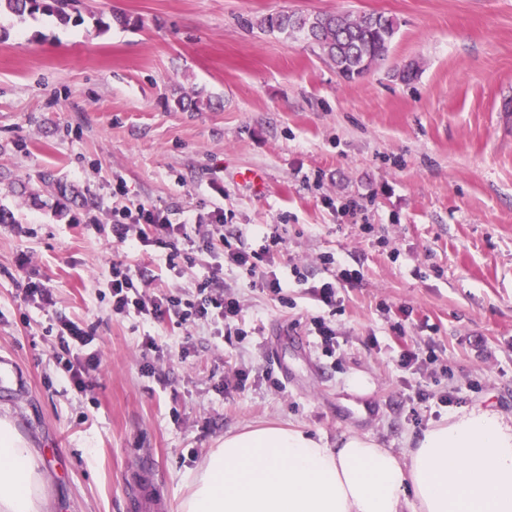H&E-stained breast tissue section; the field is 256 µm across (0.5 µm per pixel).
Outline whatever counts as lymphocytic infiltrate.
Wrapping results in <instances>:
<instances>
[{"instance_id":"f902f5d3","label":"lymphocytic infiltrate","mask_w":512,"mask_h":512,"mask_svg":"<svg viewBox=\"0 0 512 512\" xmlns=\"http://www.w3.org/2000/svg\"><path fill=\"white\" fill-rule=\"evenodd\" d=\"M112 241L121 246V254L115 255L109 266L113 308L124 313L135 311L144 319H161L170 317L178 324L199 320L214 324H229L241 312L236 297L224 289L222 284L208 280L198 288L196 299H185L178 295L167 296L165 301H158L149 292L148 280H137L136 273L127 261V255L139 251L146 243L167 244L169 239L186 235V223H171L167 214L157 208L122 207L113 210L111 224ZM256 235L261 240L258 249L242 252L232 250L220 225L199 232L198 238L203 249L209 252H225L230 262L245 270L250 286H260L273 293H280L281 282L269 264L274 251L282 245L280 234L270 231L268 225H261Z\"/></svg>"}]
</instances>
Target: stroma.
I'll return each instance as SVG.
<instances>
[{
	"instance_id": "stroma-1",
	"label": "stroma",
	"mask_w": 512,
	"mask_h": 512,
	"mask_svg": "<svg viewBox=\"0 0 512 512\" xmlns=\"http://www.w3.org/2000/svg\"><path fill=\"white\" fill-rule=\"evenodd\" d=\"M292 9L381 12L397 34L348 82L307 43L255 29ZM82 16L0 13V205L16 217L0 224V358L25 380L0 383V419L39 452L48 512H145L129 499L143 461L179 505L225 433L251 424L331 443L356 431L401 455L463 408L512 415V0H83ZM249 169L262 188L241 180ZM46 171L89 206L58 216ZM120 184L148 208L222 211L236 250L277 225L278 295L188 241L172 267L171 249H141L156 293L222 278L245 340L113 311ZM340 266L360 278L322 306L314 289ZM317 314L333 354L311 333ZM64 320L95 336L82 390ZM99 364L100 361L98 354L96 352H92L87 354L84 360H81L77 357L75 364L68 362L66 369L70 374V378L74 385L78 389L82 390L86 387L85 377L89 375L90 372L95 371Z\"/></svg>"
}]
</instances>
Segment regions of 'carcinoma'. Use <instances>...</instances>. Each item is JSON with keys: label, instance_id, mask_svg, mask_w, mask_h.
<instances>
[{"label": "carcinoma", "instance_id": "1", "mask_svg": "<svg viewBox=\"0 0 512 512\" xmlns=\"http://www.w3.org/2000/svg\"><path fill=\"white\" fill-rule=\"evenodd\" d=\"M79 4L80 0H0V9L7 10L21 21L39 14L65 25L74 17L81 18ZM256 27L265 33L305 41L319 56L332 63L341 77L352 80L386 59L396 35L397 23L394 18L376 12L354 15L286 11L260 18ZM40 179L56 187L59 213H65L70 202L87 203L85 196L52 173H44Z\"/></svg>", "mask_w": 512, "mask_h": 512}]
</instances>
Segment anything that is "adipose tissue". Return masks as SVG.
Returning a JSON list of instances; mask_svg holds the SVG:
<instances>
[{
  "instance_id": "ef3b65f1",
  "label": "adipose tissue",
  "mask_w": 512,
  "mask_h": 512,
  "mask_svg": "<svg viewBox=\"0 0 512 512\" xmlns=\"http://www.w3.org/2000/svg\"><path fill=\"white\" fill-rule=\"evenodd\" d=\"M40 461L0 421V512H41ZM178 512H512V416L475 405L396 455L350 431L335 445L265 424L225 435Z\"/></svg>"
}]
</instances>
